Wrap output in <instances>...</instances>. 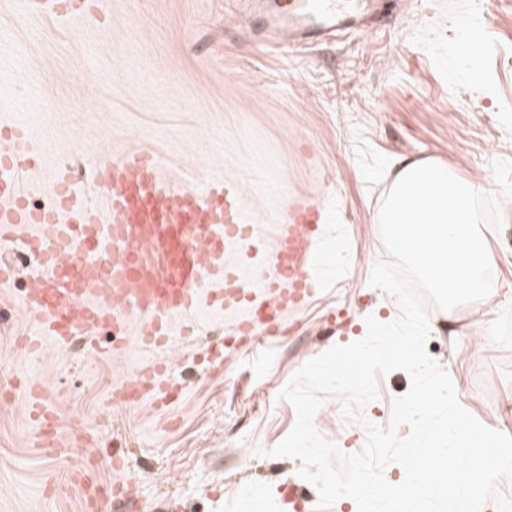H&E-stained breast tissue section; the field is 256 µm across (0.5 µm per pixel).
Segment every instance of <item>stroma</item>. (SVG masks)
Masks as SVG:
<instances>
[{
    "mask_svg": "<svg viewBox=\"0 0 512 512\" xmlns=\"http://www.w3.org/2000/svg\"><path fill=\"white\" fill-rule=\"evenodd\" d=\"M479 0H414L367 33L336 32L304 48L264 45L247 0H87L83 17L43 18L22 0H0V109L28 132L43 165L21 176L33 203H45L57 170L67 168L80 197L94 194L92 172L129 151L154 155L176 185L237 181L244 206L271 243L295 196L324 199L327 221L313 298L289 315L285 335L260 340L207 372L194 338L172 345V376L183 387L174 409L113 400L154 352L131 345L109 355L110 339L57 346L27 356L18 336L34 333L11 306L24 275L0 286V380L19 391L0 406V512H81L78 496L47 492L46 474L65 480L72 461L95 456L106 484L133 483L132 502L110 512H315L318 492L300 460L270 457L296 415L281 389L310 359L364 337L366 316L389 322L396 300L370 286L386 252L374 217L402 158L437 162L493 196L496 160L512 161V0H499L497 53L473 77L451 81L462 54L457 26ZM501 229H485L491 294L463 305L461 334L429 309L427 352L448 372L461 405L486 426L512 403V201ZM44 383L68 457L48 459L35 445L23 387ZM377 400L363 422L344 423L343 399L314 418L345 454L363 450L365 423L389 427L395 397L409 389L401 371L376 377Z\"/></svg>",
    "mask_w": 512,
    "mask_h": 512,
    "instance_id": "1",
    "label": "stroma"
}]
</instances>
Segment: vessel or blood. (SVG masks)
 I'll return each mask as SVG.
<instances>
[{
    "mask_svg": "<svg viewBox=\"0 0 512 512\" xmlns=\"http://www.w3.org/2000/svg\"><path fill=\"white\" fill-rule=\"evenodd\" d=\"M374 6L375 0H263L261 9L273 24V41L306 46L325 33L368 27ZM41 164L26 130L1 115L0 248L40 257L20 305L43 335L67 343L131 323L137 343L158 352L136 379L114 387L121 400H147L160 409L181 403L184 391L163 354L173 336L196 332L200 312L230 316L224 342L206 347L209 369L220 372L227 347L280 338L284 316L314 294L313 253L326 218L321 199L299 197L286 206L270 246L248 274L240 256L262 233L236 183L180 187L155 157L134 152L96 167L94 204L75 197L61 176L53 182L54 207L42 210L29 205L21 186L22 174ZM77 238L92 241L95 250L74 262L65 253ZM25 395L42 454L66 456L45 388L29 384ZM70 478L83 512H107L103 483L83 467Z\"/></svg>",
    "mask_w": 512,
    "mask_h": 512,
    "instance_id": "1",
    "label": "vessel or blood"
}]
</instances>
